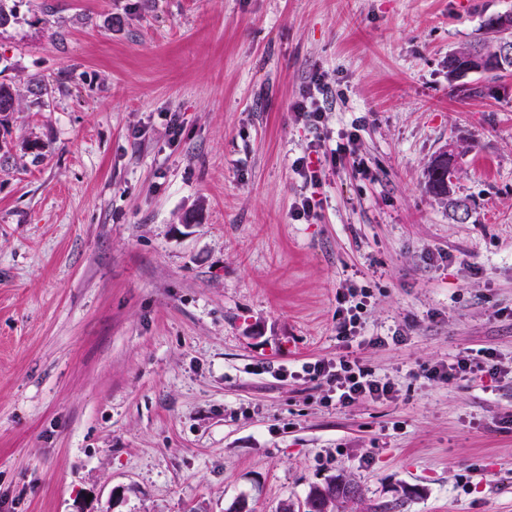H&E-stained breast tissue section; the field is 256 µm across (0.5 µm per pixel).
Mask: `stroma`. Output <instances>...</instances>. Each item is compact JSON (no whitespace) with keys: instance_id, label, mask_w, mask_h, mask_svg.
<instances>
[{"instance_id":"obj_1","label":"stroma","mask_w":512,"mask_h":512,"mask_svg":"<svg viewBox=\"0 0 512 512\" xmlns=\"http://www.w3.org/2000/svg\"><path fill=\"white\" fill-rule=\"evenodd\" d=\"M0 6V512H279L335 475L353 512H512V71L448 77L512 0ZM349 131L295 219L293 162ZM450 149L464 218L425 189ZM462 352L498 374L434 375ZM342 357L392 399L302 370ZM331 91L324 76L318 77L313 84V92L309 90L302 99L293 104V109L298 120H305L315 126H323L326 112L323 111L322 102ZM19 105L20 93L18 90L11 83L0 81V115L3 116L0 122L1 126H4L10 112H15Z\"/></svg>"}]
</instances>
